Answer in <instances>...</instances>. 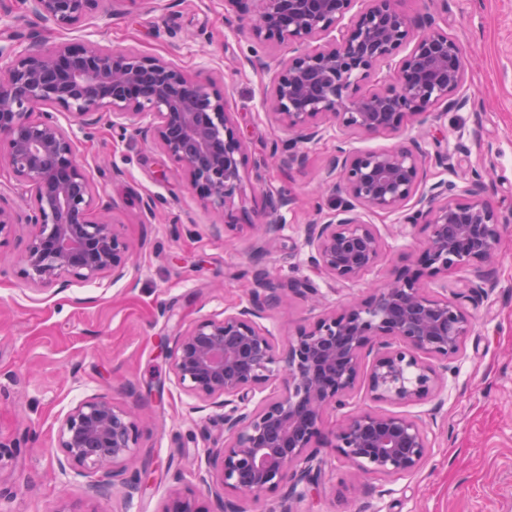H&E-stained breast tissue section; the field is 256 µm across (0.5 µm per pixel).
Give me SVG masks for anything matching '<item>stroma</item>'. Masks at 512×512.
<instances>
[{
  "instance_id": "1",
  "label": "stroma",
  "mask_w": 512,
  "mask_h": 512,
  "mask_svg": "<svg viewBox=\"0 0 512 512\" xmlns=\"http://www.w3.org/2000/svg\"><path fill=\"white\" fill-rule=\"evenodd\" d=\"M0 11V44L23 49L95 41L170 60L192 75L217 79L230 92L240 131L250 144L246 190L235 200V228L204 206L183 171L157 145L134 132L101 126L94 139L76 135L78 156L93 191L95 211L112 218L132 245L125 280L41 289L21 274L29 232L19 224L0 245V512H164L175 491L198 486L205 451L220 434L216 409L190 412L166 356L174 336L196 321L223 313L248 298L256 271L308 282L327 307L367 299L373 285L416 259L426 225L406 228L395 217L369 215L382 238V259L360 281L339 286L308 264L305 235L318 209L334 205L323 187L335 136L304 144L302 166L280 169L267 161L272 140H288L263 106L269 80L246 64L251 53L292 56L289 47L255 45L224 25L222 0H137L107 17L58 30L9 0ZM437 24L472 55L465 86L475 112H450L425 128L428 152L448 151L464 177L492 144L494 180L487 193L512 213V0H448L434 8ZM121 168L115 176L113 168ZM290 192L279 236L264 256L254 253L266 195ZM158 207L147 217L145 198ZM495 288L468 304L474 330L449 360L439 394L407 406L426 425L430 452L420 470L397 479L362 480L328 457L317 488L294 501V512H512V232L498 243ZM291 313L272 309L263 321L285 346L318 311L290 297ZM109 393L120 406H137L144 419L128 475L143 489L114 488L93 497L86 478L58 464L59 420L77 402Z\"/></svg>"
}]
</instances>
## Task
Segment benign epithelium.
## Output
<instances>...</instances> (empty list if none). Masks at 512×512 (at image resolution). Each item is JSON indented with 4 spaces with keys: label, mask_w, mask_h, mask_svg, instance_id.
Returning <instances> with one entry per match:
<instances>
[{
    "label": "benign epithelium",
    "mask_w": 512,
    "mask_h": 512,
    "mask_svg": "<svg viewBox=\"0 0 512 512\" xmlns=\"http://www.w3.org/2000/svg\"><path fill=\"white\" fill-rule=\"evenodd\" d=\"M103 2L22 0L63 29L99 12ZM356 2L224 0L225 23L235 14L248 19L257 42L298 48L285 59L248 60L270 74L267 104L294 134L270 148L279 167L303 165L300 144L321 140L330 126L355 134L398 131L410 122L427 124L438 107L450 112L470 104L464 89L469 59L431 11L412 19L399 0H363L354 13ZM3 60L0 162L33 198L26 214L0 204V239L17 224L31 226L22 257L28 283L64 288L106 276L117 282L127 275L133 252L107 216L92 215L91 185L55 110L69 113L88 139L105 120L122 135L131 130L154 141L205 205L233 217L249 145L238 132L229 92L214 79L194 77L161 57L92 43L20 51L0 46ZM385 68V89L361 90ZM427 154L417 137L384 150L352 151L339 142L325 185L346 204L318 213L305 239L318 274L335 284L359 281L382 252L379 230L355 212L359 205L395 215L400 224L428 226L416 267L375 287L364 302L323 313L281 351L261 320L266 308H286L289 295L306 284L277 281L260 270L246 304L196 321L166 347L182 390L222 410L223 439L207 449L199 482L202 493L235 497L224 512H240L238 500L276 493L274 512H292L291 501L319 485L320 448L366 475L411 476L427 458V430L412 415L363 411L323 430L328 411L349 405L366 354H374L366 376L371 399L406 406L432 396L444 381L445 361L473 331L465 290L494 287L497 245L509 225L484 195L483 170L471 169L460 182L432 183ZM292 205L286 193L266 198L273 214ZM279 230L261 225L255 252L267 253ZM450 270L468 273L451 292ZM438 276L450 295L436 297L425 288V279ZM274 375L280 390L266 395ZM138 423L137 409L118 406L106 393L81 400L62 417L58 448L76 475L90 479V492L102 496L117 484L140 488L126 481L124 468L137 445ZM165 512L208 510L195 495L176 493Z\"/></svg>",
    "instance_id": "obj_1"
}]
</instances>
